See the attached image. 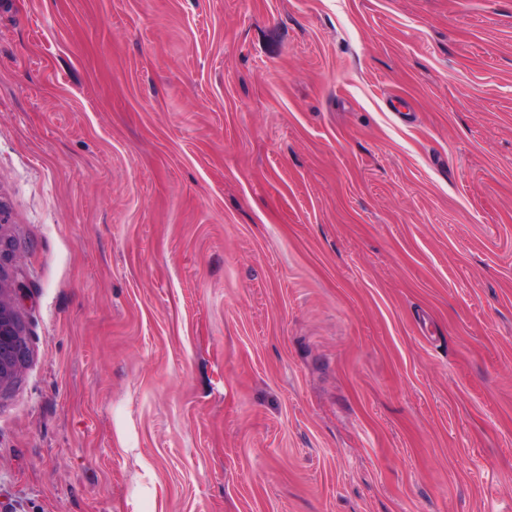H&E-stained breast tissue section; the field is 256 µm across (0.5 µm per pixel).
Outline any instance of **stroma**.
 Segmentation results:
<instances>
[{
  "label": "stroma",
  "mask_w": 512,
  "mask_h": 512,
  "mask_svg": "<svg viewBox=\"0 0 512 512\" xmlns=\"http://www.w3.org/2000/svg\"><path fill=\"white\" fill-rule=\"evenodd\" d=\"M0 248V512H512V0H0ZM2 275L0 266V386L14 377L27 353L23 325L11 302L3 298Z\"/></svg>",
  "instance_id": "stroma-1"
}]
</instances>
